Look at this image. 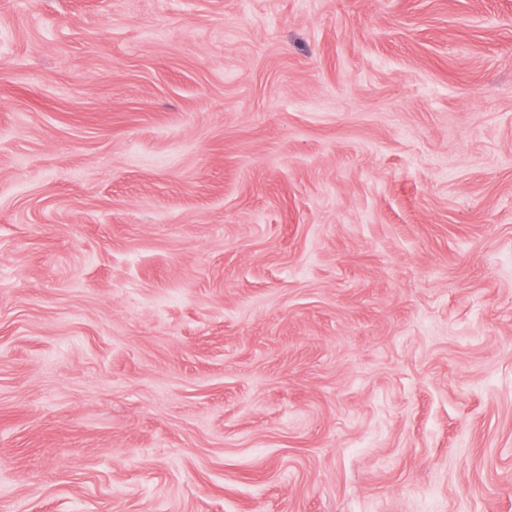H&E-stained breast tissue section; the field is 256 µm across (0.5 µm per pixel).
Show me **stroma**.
<instances>
[{
	"mask_svg": "<svg viewBox=\"0 0 512 512\" xmlns=\"http://www.w3.org/2000/svg\"><path fill=\"white\" fill-rule=\"evenodd\" d=\"M0 512H512V0H0Z\"/></svg>",
	"mask_w": 512,
	"mask_h": 512,
	"instance_id": "obj_1",
	"label": "stroma"
}]
</instances>
